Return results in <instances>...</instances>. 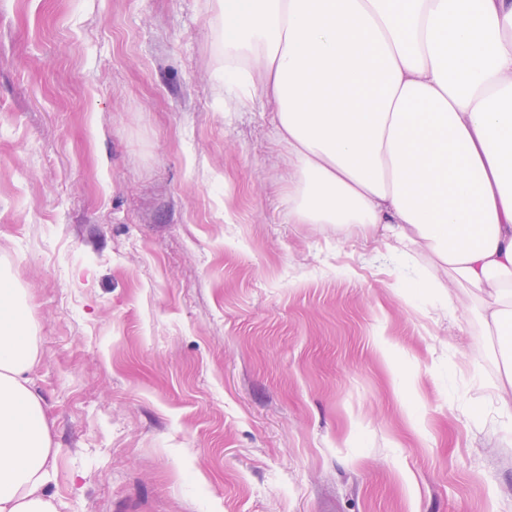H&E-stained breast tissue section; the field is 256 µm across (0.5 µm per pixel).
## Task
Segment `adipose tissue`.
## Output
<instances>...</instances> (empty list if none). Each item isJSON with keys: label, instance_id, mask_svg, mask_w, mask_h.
<instances>
[{"label": "adipose tissue", "instance_id": "adipose-tissue-1", "mask_svg": "<svg viewBox=\"0 0 512 512\" xmlns=\"http://www.w3.org/2000/svg\"><path fill=\"white\" fill-rule=\"evenodd\" d=\"M224 98L275 105L288 221L382 227L468 286L512 413V0H221ZM22 289L0 275V512H58Z\"/></svg>", "mask_w": 512, "mask_h": 512}]
</instances>
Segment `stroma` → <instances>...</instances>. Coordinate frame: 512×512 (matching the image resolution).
I'll use <instances>...</instances> for the list:
<instances>
[{
    "label": "stroma",
    "instance_id": "1",
    "mask_svg": "<svg viewBox=\"0 0 512 512\" xmlns=\"http://www.w3.org/2000/svg\"><path fill=\"white\" fill-rule=\"evenodd\" d=\"M223 41L216 0H0V270L59 512H512L480 302L289 223Z\"/></svg>",
    "mask_w": 512,
    "mask_h": 512
}]
</instances>
